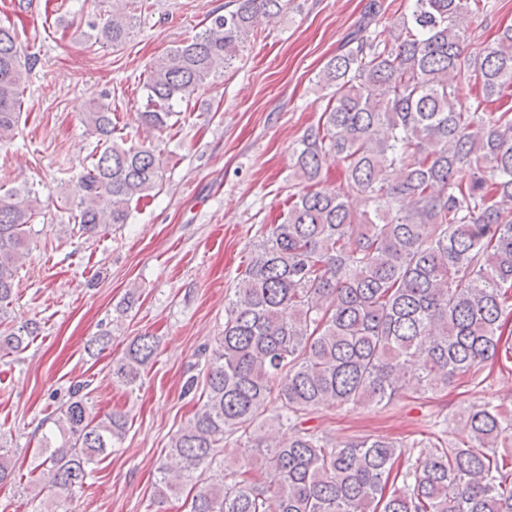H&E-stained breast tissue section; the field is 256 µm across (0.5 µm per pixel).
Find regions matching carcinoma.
I'll list each match as a JSON object with an SVG mask.
<instances>
[{
  "mask_svg": "<svg viewBox=\"0 0 512 512\" xmlns=\"http://www.w3.org/2000/svg\"><path fill=\"white\" fill-rule=\"evenodd\" d=\"M289 0H229L224 13L150 66L141 122L159 133L181 116L186 95L237 58L264 18ZM495 0H407L388 26L364 25L324 66L331 90L316 125L300 137L283 221L266 227L229 301L206 360L194 417L171 438L178 468L158 467L162 503L189 485V512H512V410L485 401L459 418L462 439L410 443L358 437L329 446L305 427L333 406L387 407L420 391L477 375L512 353V26L475 55L464 50L468 17ZM135 0H112L87 20V37L118 48L134 35ZM32 69L14 24L0 23V141L15 135ZM478 87L476 104L460 99ZM112 104L84 118L97 138L76 186L77 232L125 224L132 202L162 176L155 147L116 135ZM332 161L345 180L317 188ZM400 181L389 179L392 169ZM38 193L0 198V324L13 301L34 233ZM33 322L6 336L19 351ZM156 352L139 336L112 361V382L134 389ZM77 385L43 436L37 495L68 493L126 433V415H94ZM283 413L265 416L267 402ZM293 439L283 445L282 427ZM245 449L231 468L224 439ZM414 463L400 469L404 457ZM209 474L203 485L198 479ZM402 486H397V482Z\"/></svg>",
  "mask_w": 512,
  "mask_h": 512,
  "instance_id": "1",
  "label": "carcinoma"
}]
</instances>
